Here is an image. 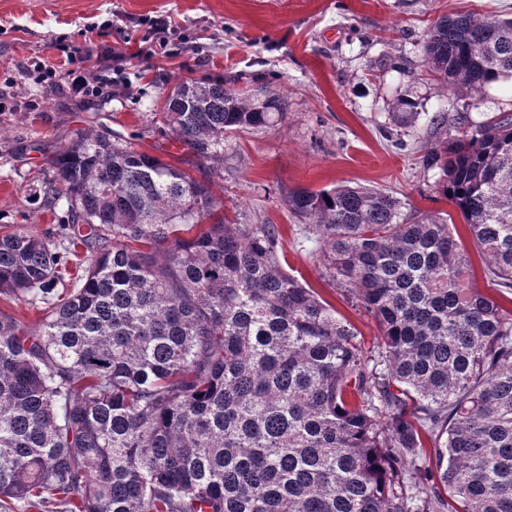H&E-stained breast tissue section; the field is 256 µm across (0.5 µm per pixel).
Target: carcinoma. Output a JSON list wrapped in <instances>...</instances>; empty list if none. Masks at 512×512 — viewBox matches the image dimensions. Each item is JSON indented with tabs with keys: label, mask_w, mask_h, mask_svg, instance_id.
Listing matches in <instances>:
<instances>
[{
	"label": "carcinoma",
	"mask_w": 512,
	"mask_h": 512,
	"mask_svg": "<svg viewBox=\"0 0 512 512\" xmlns=\"http://www.w3.org/2000/svg\"><path fill=\"white\" fill-rule=\"evenodd\" d=\"M422 49L444 91L478 92L512 78V17L446 15ZM237 81L164 101L202 161L286 112ZM429 123L424 163L512 289V118ZM53 168L67 219L0 233V512H512V309L471 285L454 224L361 186L288 195L377 322L369 354L285 271L280 229L215 218L206 182L93 129Z\"/></svg>",
	"instance_id": "carcinoma-1"
}]
</instances>
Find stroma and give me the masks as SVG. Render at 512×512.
<instances>
[{
	"label": "stroma",
	"mask_w": 512,
	"mask_h": 512,
	"mask_svg": "<svg viewBox=\"0 0 512 512\" xmlns=\"http://www.w3.org/2000/svg\"><path fill=\"white\" fill-rule=\"evenodd\" d=\"M512 15V0H0V225L43 234L65 216L35 200L53 176L52 155L81 131L99 129L209 183L219 214L282 231L286 269L314 288L358 330L365 349L381 341L369 315L347 305L326 273L325 248L288 208L299 188L361 185L392 194L403 214L451 218L470 234L438 190V169L423 159L440 141L429 118L467 115L478 124L512 116V78L472 96H441L422 61V41L447 14ZM168 19L187 40L173 58L140 48L150 19ZM125 52L131 93H74L29 75L32 60L54 67L91 55L104 72ZM239 76L288 100L262 131L224 136V158L201 161L169 133L161 102L183 81ZM416 103L414 127L398 126L401 100Z\"/></svg>",
	"instance_id": "obj_1"
}]
</instances>
